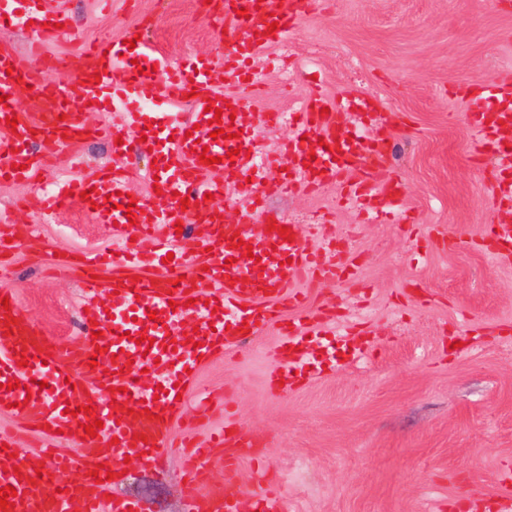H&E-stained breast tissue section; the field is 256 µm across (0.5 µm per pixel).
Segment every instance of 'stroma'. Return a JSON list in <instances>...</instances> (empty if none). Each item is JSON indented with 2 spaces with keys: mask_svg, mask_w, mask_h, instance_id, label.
I'll list each match as a JSON object with an SVG mask.
<instances>
[{
  "mask_svg": "<svg viewBox=\"0 0 512 512\" xmlns=\"http://www.w3.org/2000/svg\"><path fill=\"white\" fill-rule=\"evenodd\" d=\"M64 0L76 29L52 51L71 67L87 40H125L142 26L171 62L220 59L223 15L200 0ZM260 99L246 84L227 92L250 117L252 142L277 149L289 127H268V111L291 113L314 92L370 98L378 120L356 119L358 131L393 146L378 180L397 181L409 223L374 220L344 201L335 185L267 198L265 214L309 226L307 245L345 242L342 261L355 274L343 285L308 283L301 314L323 315L318 352L355 328L369 342L357 357L319 368L296 364L300 376L272 387V352L283 342L268 322L239 348L197 365L188 390H233L237 423L250 447L239 461L245 482L261 477L280 495L284 512H471L455 481L471 479L482 497L501 494L512 472V262L498 260L486 227L506 215L492 194L499 157L481 151L472 128L471 91L512 82V0H308L286 43L254 59ZM289 68L290 81L281 70ZM94 130L62 150L56 176L75 179L111 164L133 167V198L148 200L153 157H126L105 127L123 132L121 111L90 112ZM38 238L18 240L0 258V289L15 293L25 315L46 333L70 340L83 332V275L47 274L46 249L96 252L112 227L83 203L68 200L51 216L21 214ZM187 432L174 420L162 453L134 460L112 486L117 497L144 501L149 512H185L179 445Z\"/></svg>",
  "mask_w": 512,
  "mask_h": 512,
  "instance_id": "1",
  "label": "stroma"
}]
</instances>
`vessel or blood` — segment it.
Wrapping results in <instances>:
<instances>
[{"mask_svg": "<svg viewBox=\"0 0 512 512\" xmlns=\"http://www.w3.org/2000/svg\"><path fill=\"white\" fill-rule=\"evenodd\" d=\"M297 6V0H224L227 37L218 61L194 57L171 65L146 39L135 51L120 41L97 42L84 48L82 65L67 83L57 75L68 69V59L45 51L46 45L72 33L59 0H0V15L8 24L26 26L32 34L28 55L0 45V95L8 98L0 105V176L27 183L45 173L52 157L79 142L86 130L82 112L88 108L124 111L130 127L143 136L139 151L166 140L168 168L146 201H129L124 194L127 170L116 165L52 184L36 200L47 215L63 200L88 194L97 204L98 221L112 225L117 242L83 258L47 252V269L66 271L78 263L91 275L110 265L133 267L140 278L113 274L108 306L89 300L82 309L83 336L66 342L47 336L19 307L0 308V412L43 426L41 455L48 465L40 475L29 460L16 457L13 470L0 469V489L9 485L17 492L13 512H147L136 500H108L109 483L96 481L93 469L113 471L115 462L128 455L153 459L182 411L177 394L191 383L190 371L199 357L242 345L241 325L257 331L265 319L299 305L300 294L292 286L300 277L344 281L341 266L308 250L305 225H292L289 241L274 231L253 234L243 215L233 214L224 203L226 184L235 185L252 213L261 209V194L311 193L326 183L353 199L378 200L385 206L399 202L393 183L373 179L387 159L384 144L359 134L341 137L346 115L333 99L320 94L291 118L264 113L267 125L285 123L291 129L280 151L265 157L267 166L283 167L284 172L259 192L247 183L257 148L242 138V123L232 119L222 86L251 76L261 48L287 42ZM243 8L248 11L244 17L239 14ZM273 23L278 26L274 32L269 29ZM95 73L100 76L96 82L91 79ZM20 86L30 88L34 114L21 112L15 98ZM488 92L495 105L476 113L474 127L485 147L500 154L512 144V83L491 86ZM143 101L166 110L186 102L192 116L162 129L149 127L139 109ZM13 116L18 122L12 127L6 120ZM219 128L225 137L213 139ZM203 150L216 157V164L200 161ZM184 196L190 206L181 205ZM130 205L135 215L127 214ZM181 231L194 235L196 260L182 274L158 269L157 258L171 251ZM234 236L243 240V247L232 248ZM488 236L512 260V225L493 226ZM258 257L263 260L259 267L254 264ZM175 302L189 304L191 313L205 317L218 312L220 320L188 338L166 337L164 324ZM116 311L128 314L126 325L113 323ZM152 311L158 312V320L149 319ZM316 322L313 316L281 319L285 341L275 352L281 364L275 378L287 377L289 365L306 357L303 339ZM13 380L19 388H10ZM223 409L225 427L207 444L191 436L184 442L186 512H281L276 494L243 484L237 459L227 454L241 440L232 395H225ZM94 418L103 427L92 437L84 426ZM74 436L81 440V456L57 453L56 443ZM216 464L224 469L223 479L211 476ZM78 466L83 469L81 480H67V473ZM51 483L57 486L52 494L46 491Z\"/></svg>", "mask_w": 512, "mask_h": 512, "instance_id": "vessel-or-blood-1", "label": "vessel or blood"}]
</instances>
